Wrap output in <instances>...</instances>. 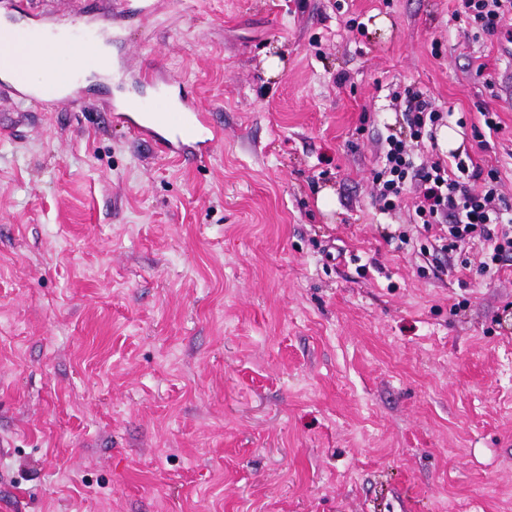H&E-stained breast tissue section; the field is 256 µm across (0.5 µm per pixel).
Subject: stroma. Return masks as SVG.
Listing matches in <instances>:
<instances>
[{
  "label": "stroma",
  "instance_id": "1",
  "mask_svg": "<svg viewBox=\"0 0 512 512\" xmlns=\"http://www.w3.org/2000/svg\"><path fill=\"white\" fill-rule=\"evenodd\" d=\"M82 3L123 85L47 111L0 80V512H512V254L437 252L415 184L384 211L374 179L391 135L418 164L492 151L512 203V13ZM153 64L221 132L195 164L105 108L154 99ZM411 88L448 115L420 142Z\"/></svg>",
  "mask_w": 512,
  "mask_h": 512
}]
</instances>
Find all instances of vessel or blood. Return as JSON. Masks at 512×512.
I'll return each instance as SVG.
<instances>
[{"instance_id": "vessel-or-blood-1", "label": "vessel or blood", "mask_w": 512, "mask_h": 512, "mask_svg": "<svg viewBox=\"0 0 512 512\" xmlns=\"http://www.w3.org/2000/svg\"><path fill=\"white\" fill-rule=\"evenodd\" d=\"M67 20V15L52 10L28 14L27 26L37 34L56 30ZM111 27V14L97 12L91 14L84 26L69 30L66 37L78 42L82 50L80 57L45 66L43 78L37 84L29 83L24 76H17L12 89L17 103L40 107L76 103L84 93V72L95 71L102 78H109L114 63L112 58L101 54L99 44ZM107 109L113 120L127 124L131 134L155 139L162 153L174 155L188 164L196 161L197 146L212 144L219 137L218 128L208 124L203 113L188 98L182 100L177 108L119 98L110 100Z\"/></svg>"}]
</instances>
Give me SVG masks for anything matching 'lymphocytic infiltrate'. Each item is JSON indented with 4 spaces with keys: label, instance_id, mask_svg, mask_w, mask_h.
<instances>
[{
    "label": "lymphocytic infiltrate",
    "instance_id": "obj_1",
    "mask_svg": "<svg viewBox=\"0 0 512 512\" xmlns=\"http://www.w3.org/2000/svg\"><path fill=\"white\" fill-rule=\"evenodd\" d=\"M457 177H450L447 163L436 160L428 164L414 165L406 155L401 141L389 144L386 164L378 172L381 180L380 199L384 208L394 207L399 201L405 180H414L419 186V201L416 213L419 217L439 216L448 220L452 238L479 230L491 262H498L503 252L512 250V203L501 202L500 206H489L496 188L495 169L486 168L480 163L457 162ZM483 181L486 186L484 196L472 195L467 184Z\"/></svg>",
    "mask_w": 512,
    "mask_h": 512
}]
</instances>
